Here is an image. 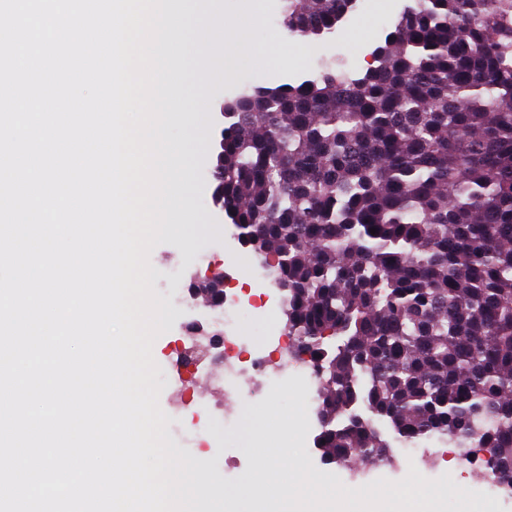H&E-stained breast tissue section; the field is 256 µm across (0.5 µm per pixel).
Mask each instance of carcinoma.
Returning <instances> with one entry per match:
<instances>
[{
	"label": "carcinoma",
	"mask_w": 512,
	"mask_h": 512,
	"mask_svg": "<svg viewBox=\"0 0 512 512\" xmlns=\"http://www.w3.org/2000/svg\"><path fill=\"white\" fill-rule=\"evenodd\" d=\"M354 2L281 24L322 40ZM372 57L227 113L220 205L276 262L327 463H382L381 421L512 485V0H414Z\"/></svg>",
	"instance_id": "obj_1"
}]
</instances>
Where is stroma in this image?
Segmentation results:
<instances>
[{"label":"stroma","mask_w":512,"mask_h":512,"mask_svg":"<svg viewBox=\"0 0 512 512\" xmlns=\"http://www.w3.org/2000/svg\"><path fill=\"white\" fill-rule=\"evenodd\" d=\"M283 0H224L225 38L228 48L265 46L295 57L291 66L264 62L236 68L222 87L188 78L179 84L183 98L203 94L208 98L209 126L222 123L221 96H233L254 86L297 82L326 71H365L375 46L392 28L400 9L384 12L361 8L362 28L358 36L317 44L288 37L280 25ZM205 151L189 155L190 205L181 232L166 237L150 253L156 270L155 290L170 304L168 330L153 343L152 355L160 366L159 382L164 388L159 406L170 418L167 434L192 462L201 464L202 479L213 481L206 512H229L231 493L240 490L255 468L246 449V433L256 422L266 427L267 444L287 451L291 503L295 512H334L342 494L353 497L354 512H403L405 502L418 487L435 490L447 487L444 512H464L466 506L512 512V500L502 498L491 477H479L478 465L457 455H448L435 470L423 472L410 463L388 425H381L385 439L392 442L389 462L369 467L358 461V470L369 472L371 481L359 486L350 482L348 471L325 464L315 446L320 432L318 396L302 377L289 375L270 385L266 395L254 398L247 390L232 395L211 388L203 381L186 387V369L180 355L188 347L190 329L207 320L208 311L192 300L188 288L196 274L218 264L230 271L241 299V307L227 334L248 350L274 352L285 334L282 294L271 286L253 253L242 248L236 230L224 219L211 200Z\"/></svg>","instance_id":"35a3bbf8"}]
</instances>
